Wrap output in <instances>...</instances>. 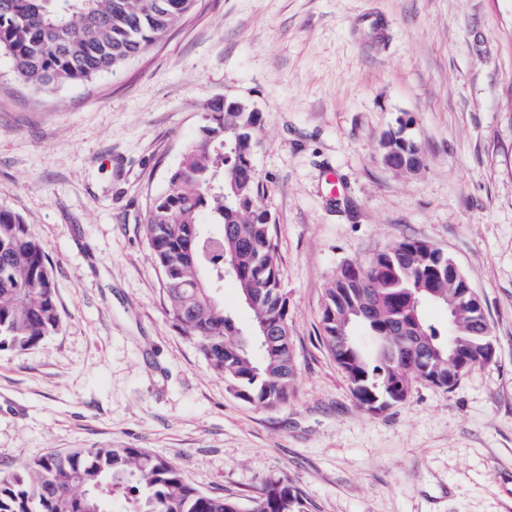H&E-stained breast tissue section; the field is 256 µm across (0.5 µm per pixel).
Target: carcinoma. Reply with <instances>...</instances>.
Instances as JSON below:
<instances>
[{"label":"carcinoma","mask_w":512,"mask_h":512,"mask_svg":"<svg viewBox=\"0 0 512 512\" xmlns=\"http://www.w3.org/2000/svg\"><path fill=\"white\" fill-rule=\"evenodd\" d=\"M195 0H0V50L14 71L36 88L88 81L122 67L162 39ZM258 113L224 110L215 102L206 125L171 170L166 191L146 213L144 233L170 313L204 360L224 375L239 399L273 409L293 395L296 361L288 294L271 213L255 174ZM406 123L384 133L379 158L404 155L406 173L423 159L402 135ZM233 232L210 242L197 236L201 211ZM213 253L202 285L197 255ZM450 257L422 241L387 245L362 263L357 277L346 263L327 289L321 309L322 342L344 371L358 405L372 413L405 400L413 382L451 389L494 354L490 327L475 334L479 299L457 304L455 348L448 354L441 327L426 320L425 303L448 306L468 283L448 281ZM231 273L241 302L253 313L243 332L216 291ZM61 317L44 243L15 212L0 208V351L23 352L56 333ZM361 326L376 338L373 353L354 339ZM274 335L267 343L263 329ZM128 496V512H242L227 498L195 488L169 460L143 448H76L51 452L0 473V512H112ZM247 512H304L288 482L253 498Z\"/></svg>","instance_id":"carcinoma-1"}]
</instances>
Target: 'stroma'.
Listing matches in <instances>:
<instances>
[{"instance_id":"1","label":"stroma","mask_w":512,"mask_h":512,"mask_svg":"<svg viewBox=\"0 0 512 512\" xmlns=\"http://www.w3.org/2000/svg\"><path fill=\"white\" fill-rule=\"evenodd\" d=\"M224 98L261 117L298 366L274 409L176 328L143 230ZM401 118L424 159L407 176L378 156ZM0 207L45 244L61 315L38 348L0 351V471L112 445L244 507L286 480L306 512H512V0H197L122 68L49 89L0 51ZM403 239L455 261L495 356L372 414L320 312L343 264Z\"/></svg>"}]
</instances>
